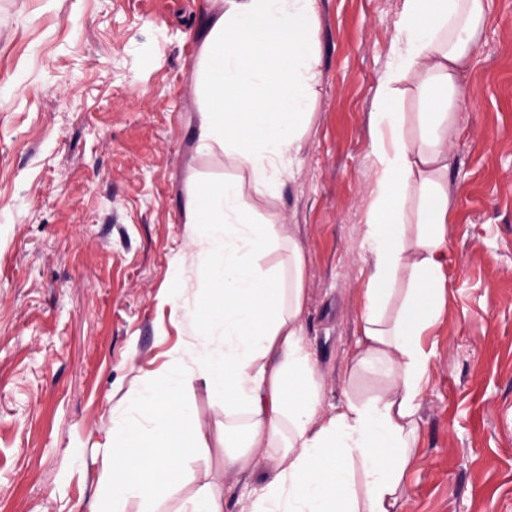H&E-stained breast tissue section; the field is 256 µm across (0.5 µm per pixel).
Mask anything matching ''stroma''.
<instances>
[{"instance_id": "stroma-1", "label": "stroma", "mask_w": 512, "mask_h": 512, "mask_svg": "<svg viewBox=\"0 0 512 512\" xmlns=\"http://www.w3.org/2000/svg\"><path fill=\"white\" fill-rule=\"evenodd\" d=\"M222 0H0V512H89L113 404L179 340L162 300L195 287L189 174L238 175L197 149L196 71ZM402 0H317V82L275 198L298 227L323 408L352 377L370 257L371 112ZM448 172L447 303L406 512H512V0H493L461 78ZM191 476L221 449L194 455Z\"/></svg>"}]
</instances>
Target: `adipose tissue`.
Wrapping results in <instances>:
<instances>
[{
	"label": "adipose tissue",
	"instance_id": "ef3b65f1",
	"mask_svg": "<svg viewBox=\"0 0 512 512\" xmlns=\"http://www.w3.org/2000/svg\"><path fill=\"white\" fill-rule=\"evenodd\" d=\"M491 0H403L391 61L372 114L375 188L363 246L371 260L354 372L383 385L323 410L306 344L305 258L293 225L244 200L275 196L309 121L315 71V0H224L198 69L197 149L247 175L190 182L185 239L207 281L165 303L182 340L164 366L112 407L90 512H162L198 450L224 452V469L249 480L251 451L275 460L249 512H403L419 443L418 399L429 380L423 337L446 305L449 145L459 77ZM412 83L415 119L396 99ZM279 255L269 265L265 259ZM221 411L202 423L196 395Z\"/></svg>",
	"mask_w": 512,
	"mask_h": 512
}]
</instances>
